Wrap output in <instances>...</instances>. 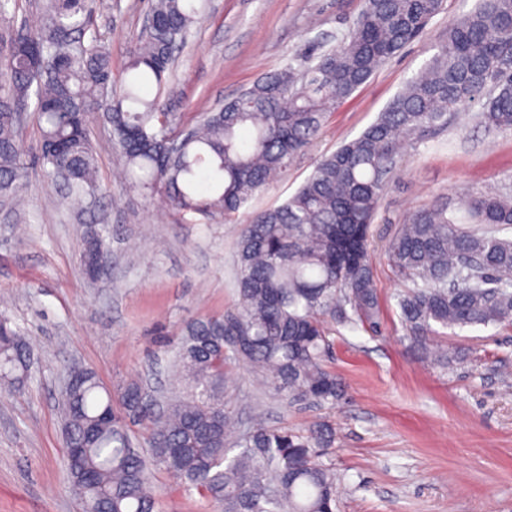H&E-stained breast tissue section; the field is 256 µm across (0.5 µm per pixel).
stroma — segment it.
I'll return each instance as SVG.
<instances>
[{
  "mask_svg": "<svg viewBox=\"0 0 512 512\" xmlns=\"http://www.w3.org/2000/svg\"><path fill=\"white\" fill-rule=\"evenodd\" d=\"M477 0H445L424 35L380 67L336 112L280 178L233 220L178 215L144 201L120 179L109 131L92 122L106 193L75 216L38 161L40 133L26 121L23 209L0 199V318L21 329L35 361L23 391L0 387V512H82L69 490L59 399L72 367L93 368L109 389L147 382L160 399L182 395L168 367L186 325L217 316L236 298L234 241L257 212L282 205L315 164L357 137L434 54L448 26ZM363 0H210L174 63L169 111L181 122L222 106L285 63L307 64L314 49L346 35ZM145 0H112L92 32L112 52L115 81L142 33ZM496 187L512 196V132L461 115L447 129L404 149L372 226L370 259L381 308L372 332L326 317L344 394L321 405L294 404L254 384L250 370L228 367L224 403L234 431L254 409L272 428L336 429L321 462L338 478L336 512H512V322L438 328L435 340L407 336L397 306L402 280L386 246L400 224L435 199H461ZM106 227L108 278L80 270L87 224ZM452 360L444 364L441 353ZM158 512H214L159 467Z\"/></svg>",
  "mask_w": 512,
  "mask_h": 512,
  "instance_id": "obj_1",
  "label": "stroma"
}]
</instances>
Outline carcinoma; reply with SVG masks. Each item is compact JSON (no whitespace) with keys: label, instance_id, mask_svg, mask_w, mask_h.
Returning <instances> with one entry per match:
<instances>
[{"label":"carcinoma","instance_id":"carcinoma-1","mask_svg":"<svg viewBox=\"0 0 512 512\" xmlns=\"http://www.w3.org/2000/svg\"><path fill=\"white\" fill-rule=\"evenodd\" d=\"M93 0H42L31 29L0 35V194L13 196L25 168L20 113L34 101L43 168L52 182L70 173L62 204L80 211L102 194L88 126H110L111 150L128 187L177 213L232 218L286 171L335 111L386 62L421 36L443 0H365L349 33L318 53L266 73L187 127L165 96L175 53L208 8L207 0H150L153 24L130 52L120 88L112 56L86 38ZM485 127L512 131V0H478L448 27L424 70L357 137L317 162L287 202L253 215L236 240L237 300L219 317L197 320L181 337L174 367L186 393L136 414L148 394L138 380L112 392L95 370L61 395L70 487L83 512H156L161 467L221 512H334L336 474L319 461L335 429L308 435L253 419L228 434L224 371L242 364L296 401L334 403L343 395L325 366L330 345L322 316L350 306L352 325L380 327L368 255L371 226L401 150L448 126L473 104ZM459 219L435 200L400 225L387 246L405 283L398 296L408 335L428 340L433 325L487 326L512 320V198L496 191L461 200ZM111 253L91 226L82 256ZM29 343L0 320V384L23 386ZM142 426L149 451L133 445Z\"/></svg>","mask_w":512,"mask_h":512}]
</instances>
